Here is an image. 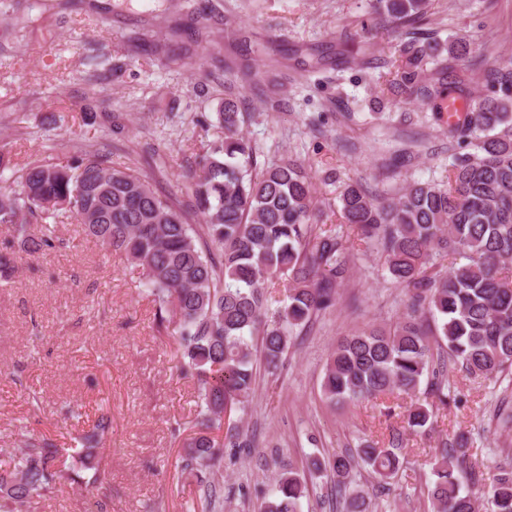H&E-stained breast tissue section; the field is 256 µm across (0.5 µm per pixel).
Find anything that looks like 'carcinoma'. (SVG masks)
Returning a JSON list of instances; mask_svg holds the SVG:
<instances>
[{"instance_id": "1", "label": "carcinoma", "mask_w": 512, "mask_h": 512, "mask_svg": "<svg viewBox=\"0 0 512 512\" xmlns=\"http://www.w3.org/2000/svg\"><path fill=\"white\" fill-rule=\"evenodd\" d=\"M390 22L412 28L430 0H376ZM467 45L446 50L429 44L406 53L388 80L407 99L432 102L451 82L465 85ZM256 86L258 72L230 60ZM499 94L468 92L472 109L451 126L473 151L458 158L448 183L414 181L392 200L368 196L350 185L340 196V215L359 241L377 243L391 279L409 294L406 317L392 329L371 327L343 337L325 364L322 390L330 405L378 399H410L404 428L433 429L434 403L450 397L447 363L468 376L499 380L512 375V79ZM248 113L224 98L217 113L224 139L196 157L184 203L155 191L137 170L115 168L109 156L84 151L64 162L36 160L17 176L0 175V225L12 240L0 246V280H9L26 258L67 246L46 224L73 217L108 252L141 267L156 307L158 328L179 344L181 372L196 379L201 402L198 431L178 467L196 478L199 512H215L220 494L209 474L222 448H251L234 423L252 398L256 376L253 342L260 340L267 368L285 359L292 337L336 306L350 254L342 238L320 227L323 210L304 165L296 160L257 161L255 144L242 133ZM460 254L468 264L441 275L431 272L432 253ZM286 283L282 304L271 309L267 279ZM102 414L78 437L73 463L57 465L53 439H30L0 469V512H34L75 481L97 470L95 447L108 434ZM403 437L388 445L366 443L350 452L308 457L305 469L333 479L336 512H368L367 493L352 485L361 468L381 491L401 469ZM469 434L458 432L438 449L429 494L433 512H479L472 487L483 473L472 465ZM306 479L283 470L260 512H301ZM490 512H512V463L497 466L485 492Z\"/></svg>"}]
</instances>
